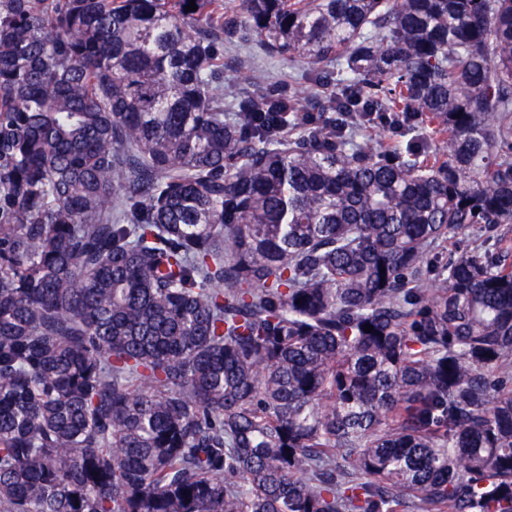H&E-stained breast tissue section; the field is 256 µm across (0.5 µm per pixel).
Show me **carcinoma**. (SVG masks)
I'll list each match as a JSON object with an SVG mask.
<instances>
[{
  "label": "carcinoma",
  "instance_id": "obj_1",
  "mask_svg": "<svg viewBox=\"0 0 512 512\" xmlns=\"http://www.w3.org/2000/svg\"><path fill=\"white\" fill-rule=\"evenodd\" d=\"M226 39L321 94L224 111ZM471 224H512V0H0V507L512 512ZM493 232H489L483 224H476L463 233L448 238L441 244L440 251L443 256H459L465 253L481 252L492 250L493 248Z\"/></svg>",
  "mask_w": 512,
  "mask_h": 512
}]
</instances>
